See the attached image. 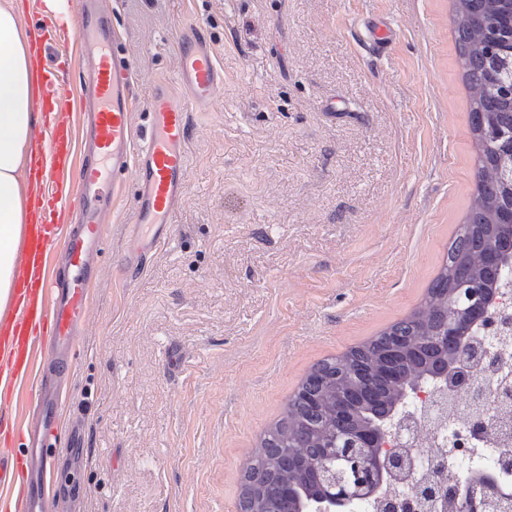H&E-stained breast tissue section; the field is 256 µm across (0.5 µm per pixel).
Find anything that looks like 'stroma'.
<instances>
[{"mask_svg":"<svg viewBox=\"0 0 512 512\" xmlns=\"http://www.w3.org/2000/svg\"><path fill=\"white\" fill-rule=\"evenodd\" d=\"M135 126L180 93L178 35L224 75L191 112L171 240L120 266L133 185L104 224L49 461L61 512H238L244 466L311 367L423 301L478 181L454 0H110ZM388 26L384 46L374 29ZM34 386L0 395L6 444Z\"/></svg>","mask_w":512,"mask_h":512,"instance_id":"stroma-1","label":"stroma"}]
</instances>
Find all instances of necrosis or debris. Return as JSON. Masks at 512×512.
I'll use <instances>...</instances> for the list:
<instances>
[{"label": "necrosis or debris", "mask_w": 512, "mask_h": 512, "mask_svg": "<svg viewBox=\"0 0 512 512\" xmlns=\"http://www.w3.org/2000/svg\"><path fill=\"white\" fill-rule=\"evenodd\" d=\"M489 316L477 340L480 355L468 365L470 382L479 386L489 410L482 420H474L471 394L463 389L450 399L429 387L413 394L405 407L402 443L419 453L414 479H421L428 463L435 462L445 476L488 471L502 485L512 486V472L499 465L506 431L512 428V403H500L495 392L499 377L512 374V328L500 327L502 320L512 319V286L502 289Z\"/></svg>", "instance_id": "necrosis-or-debris-1"}]
</instances>
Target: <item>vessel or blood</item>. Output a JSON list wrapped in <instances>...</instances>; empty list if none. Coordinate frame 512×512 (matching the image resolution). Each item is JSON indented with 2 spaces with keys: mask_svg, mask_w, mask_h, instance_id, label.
Wrapping results in <instances>:
<instances>
[{
  "mask_svg": "<svg viewBox=\"0 0 512 512\" xmlns=\"http://www.w3.org/2000/svg\"><path fill=\"white\" fill-rule=\"evenodd\" d=\"M74 11L73 33L88 71L81 75L76 95L60 93L57 73H45L46 120L34 135L29 170L38 221L18 274L14 317L0 329V378L9 384L30 377L43 388L50 379L62 378L73 338L85 319L87 284L99 271L93 257L102 249V213L117 199L128 172L136 174L138 223L154 229L148 239L133 234L128 268L137 269L152 248L165 242L167 226L185 193L189 108L209 107L224 83L202 28L186 25L179 37L185 94H155L148 104L149 122L137 130L132 122V63L110 26V8L105 0H74ZM61 35L52 18L42 16L33 30L36 50L45 51ZM74 108L92 118L96 161L91 165L73 164L69 116ZM75 204L81 208V220L63 231L55 218ZM58 252L63 253L70 276L49 274L48 264ZM40 419L43 430L35 435L21 474L11 480L0 473V512H56V498L41 470L59 445L61 420L53 397L44 398Z\"/></svg>",
  "mask_w": 512,
  "mask_h": 512,
  "instance_id": "vessel-or-blood-1",
  "label": "vessel or blood"
}]
</instances>
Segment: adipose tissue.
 <instances>
[{"instance_id": "adipose-tissue-1", "label": "adipose tissue", "mask_w": 512, "mask_h": 512, "mask_svg": "<svg viewBox=\"0 0 512 512\" xmlns=\"http://www.w3.org/2000/svg\"><path fill=\"white\" fill-rule=\"evenodd\" d=\"M39 73L13 0H0V320L13 306L16 264L30 222L29 160Z\"/></svg>"}]
</instances>
